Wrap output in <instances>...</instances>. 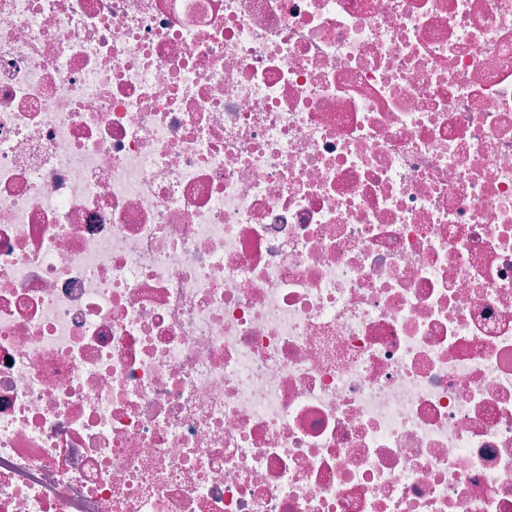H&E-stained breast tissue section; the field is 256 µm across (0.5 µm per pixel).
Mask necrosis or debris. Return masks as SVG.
Returning a JSON list of instances; mask_svg holds the SVG:
<instances>
[{"instance_id":"1","label":"necrosis or debris","mask_w":512,"mask_h":512,"mask_svg":"<svg viewBox=\"0 0 512 512\" xmlns=\"http://www.w3.org/2000/svg\"><path fill=\"white\" fill-rule=\"evenodd\" d=\"M0 512H512V0H0Z\"/></svg>"}]
</instances>
